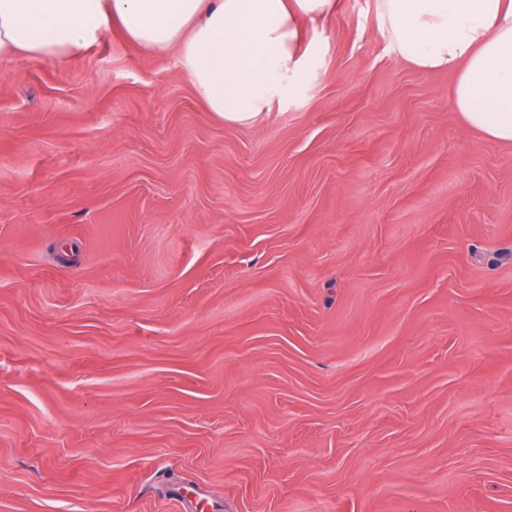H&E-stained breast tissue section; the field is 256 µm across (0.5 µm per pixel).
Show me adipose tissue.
<instances>
[{
	"instance_id": "adipose-tissue-1",
	"label": "adipose tissue",
	"mask_w": 512,
	"mask_h": 512,
	"mask_svg": "<svg viewBox=\"0 0 512 512\" xmlns=\"http://www.w3.org/2000/svg\"><path fill=\"white\" fill-rule=\"evenodd\" d=\"M335 0H0V60L65 61L119 24L178 64L217 118L248 125L283 103L313 51L303 20ZM377 30L402 62L455 73L468 126L512 144V0H374Z\"/></svg>"
}]
</instances>
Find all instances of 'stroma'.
I'll return each mask as SVG.
<instances>
[{
  "label": "stroma",
  "instance_id": "obj_1",
  "mask_svg": "<svg viewBox=\"0 0 512 512\" xmlns=\"http://www.w3.org/2000/svg\"><path fill=\"white\" fill-rule=\"evenodd\" d=\"M337 2L250 125L0 62V512H512V145Z\"/></svg>",
  "mask_w": 512,
  "mask_h": 512
}]
</instances>
